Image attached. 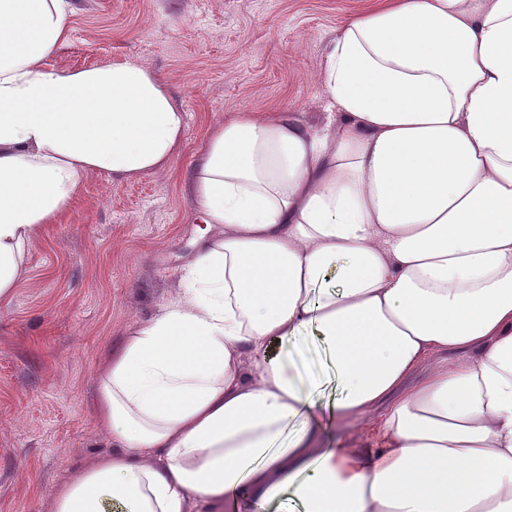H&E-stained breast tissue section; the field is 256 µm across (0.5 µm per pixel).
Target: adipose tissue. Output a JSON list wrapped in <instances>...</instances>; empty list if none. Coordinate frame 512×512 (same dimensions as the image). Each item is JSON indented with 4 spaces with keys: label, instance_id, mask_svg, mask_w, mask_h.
Wrapping results in <instances>:
<instances>
[{
    "label": "adipose tissue",
    "instance_id": "adipose-tissue-1",
    "mask_svg": "<svg viewBox=\"0 0 512 512\" xmlns=\"http://www.w3.org/2000/svg\"><path fill=\"white\" fill-rule=\"evenodd\" d=\"M73 0H0V305L88 174L164 169L186 114L134 58L58 69ZM332 107L229 113L182 290L96 383L114 450L51 512H512V0H391L326 45ZM326 345L321 447L295 362ZM320 404L321 401L318 400L315 412L321 421L322 439L326 448H336L338 442L343 439V435L336 429V421L330 417L328 410H324Z\"/></svg>",
    "mask_w": 512,
    "mask_h": 512
}]
</instances>
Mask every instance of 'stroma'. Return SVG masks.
<instances>
[{
	"instance_id": "stroma-1",
	"label": "stroma",
	"mask_w": 512,
	"mask_h": 512,
	"mask_svg": "<svg viewBox=\"0 0 512 512\" xmlns=\"http://www.w3.org/2000/svg\"><path fill=\"white\" fill-rule=\"evenodd\" d=\"M384 0H74L50 65L134 58L187 113L166 169L115 182L89 174L27 247L0 306V512H48L53 491L112 444L95 422L96 380L124 330L182 288L201 224L186 191L209 129L234 110L291 109L324 122L326 44Z\"/></svg>"
}]
</instances>
